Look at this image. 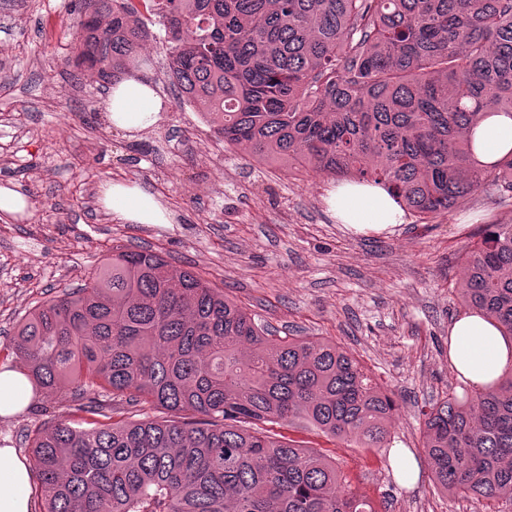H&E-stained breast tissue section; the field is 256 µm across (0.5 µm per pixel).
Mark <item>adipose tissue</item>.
I'll use <instances>...</instances> for the list:
<instances>
[{
	"label": "adipose tissue",
	"mask_w": 512,
	"mask_h": 512,
	"mask_svg": "<svg viewBox=\"0 0 512 512\" xmlns=\"http://www.w3.org/2000/svg\"><path fill=\"white\" fill-rule=\"evenodd\" d=\"M162 100L140 71L128 70L114 81L106 118L129 134L153 127L161 118ZM469 136L478 160L492 165L512 151V116L484 117ZM329 214L359 235L379 233L403 223L404 211L387 190L371 182L343 181L325 197ZM100 204L113 220L125 224H169L173 216L158 195L145 186L107 183ZM449 359L460 378L483 391L512 366V338L502 336L482 313H459L448 329ZM30 467L15 449L0 448V512H30Z\"/></svg>",
	"instance_id": "ef3b65f1"
}]
</instances>
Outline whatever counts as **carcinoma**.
Here are the masks:
<instances>
[{"label":"carcinoma","instance_id":"1","mask_svg":"<svg viewBox=\"0 0 512 512\" xmlns=\"http://www.w3.org/2000/svg\"><path fill=\"white\" fill-rule=\"evenodd\" d=\"M74 66L106 84L164 30L169 75L214 133L259 164L383 185L421 223L480 190L512 196V153L485 168L466 130L512 114V0H71ZM462 302L512 336V224L462 255ZM13 359L80 424L30 448L43 512H377L336 462L282 433L388 448L395 401L327 339L273 337L202 277L112 249L84 287L36 305ZM170 419H114L87 381ZM435 486L512 506V370L422 412Z\"/></svg>","mask_w":512,"mask_h":512}]
</instances>
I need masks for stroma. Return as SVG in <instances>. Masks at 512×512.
I'll list each match as a JSON object with an SVG mask.
<instances>
[{
	"mask_svg": "<svg viewBox=\"0 0 512 512\" xmlns=\"http://www.w3.org/2000/svg\"><path fill=\"white\" fill-rule=\"evenodd\" d=\"M70 2L0 0V187L28 202L25 216L0 215V367L35 305L87 283L113 246L152 250L223 289L274 335L336 341L394 394L391 450L317 440L379 512H484L485 502L438 491L429 467L403 483L394 452L423 456L421 410L460 386L448 328L465 309L463 249L479 225L512 224V198L479 191L429 223L409 214L383 233L354 234L326 211L332 178L297 179L225 148L181 101L156 24L134 63L164 109L153 128L127 136L106 123L109 85L65 64L77 31ZM113 180L148 185L174 223L107 217L97 197ZM70 405L68 394L40 393L0 415V447L29 458L35 430L70 418Z\"/></svg>",
	"mask_w": 512,
	"mask_h": 512,
	"instance_id": "35a3bbf8",
	"label": "stroma"
}]
</instances>
